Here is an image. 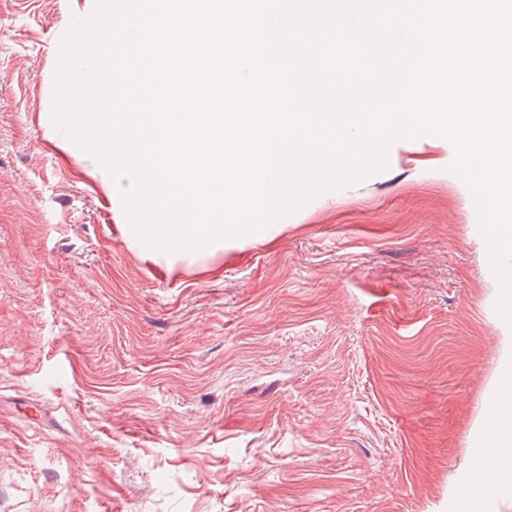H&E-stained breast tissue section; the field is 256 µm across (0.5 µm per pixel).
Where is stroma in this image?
<instances>
[{"label":"stroma","instance_id":"obj_1","mask_svg":"<svg viewBox=\"0 0 512 512\" xmlns=\"http://www.w3.org/2000/svg\"><path fill=\"white\" fill-rule=\"evenodd\" d=\"M93 0H0V512H464L512 365L452 145H391L244 246L143 261L53 121Z\"/></svg>","mask_w":512,"mask_h":512}]
</instances>
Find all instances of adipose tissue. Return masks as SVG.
<instances>
[{"label":"adipose tissue","instance_id":"1","mask_svg":"<svg viewBox=\"0 0 512 512\" xmlns=\"http://www.w3.org/2000/svg\"><path fill=\"white\" fill-rule=\"evenodd\" d=\"M494 387L490 443L475 448L472 455L482 480L460 488V495L466 498L490 499L512 489V373L498 372Z\"/></svg>","mask_w":512,"mask_h":512}]
</instances>
